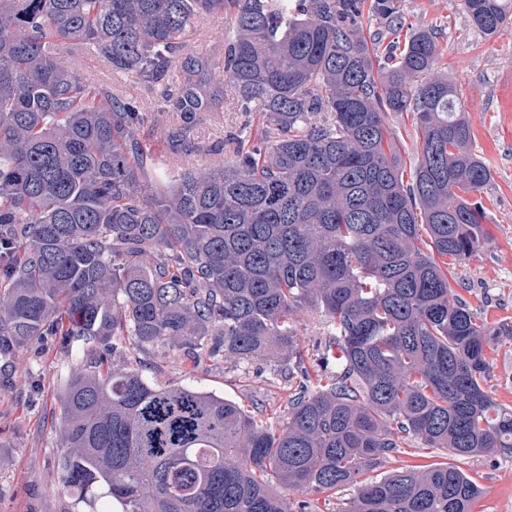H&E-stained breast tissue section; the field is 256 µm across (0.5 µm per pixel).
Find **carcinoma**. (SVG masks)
Returning <instances> with one entry per match:
<instances>
[{
	"instance_id": "1",
	"label": "carcinoma",
	"mask_w": 512,
	"mask_h": 512,
	"mask_svg": "<svg viewBox=\"0 0 512 512\" xmlns=\"http://www.w3.org/2000/svg\"><path fill=\"white\" fill-rule=\"evenodd\" d=\"M486 36L512 0H460ZM385 20L365 32L364 12ZM225 14L223 70L264 135L155 168L143 102L65 69L95 47L155 91L180 130L221 111L184 55L186 29ZM399 0H0V357L43 336L82 347L59 410L62 489L122 512H290L280 490L354 489L341 512H472L479 485L446 462L370 476L404 445L512 455V409L486 388L491 324L448 269L485 244L490 185L439 66L435 29L402 31ZM183 61L171 90L170 68ZM417 131L406 168L389 116ZM229 158L215 162L214 154ZM333 327L312 379L298 315ZM133 351L269 359L291 392L279 430L249 406L159 386Z\"/></svg>"
}]
</instances>
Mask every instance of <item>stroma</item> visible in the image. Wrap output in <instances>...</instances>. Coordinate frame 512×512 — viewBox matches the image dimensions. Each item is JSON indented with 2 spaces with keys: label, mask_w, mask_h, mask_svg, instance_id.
Returning <instances> with one entry per match:
<instances>
[{
  "label": "stroma",
  "mask_w": 512,
  "mask_h": 512,
  "mask_svg": "<svg viewBox=\"0 0 512 512\" xmlns=\"http://www.w3.org/2000/svg\"><path fill=\"white\" fill-rule=\"evenodd\" d=\"M402 8L412 26L436 27L443 48L441 65L455 83L473 127L472 148L493 177L482 196L490 238L468 262L450 270L449 283L488 321H512V27L486 37L470 25L456 0H402ZM230 35L223 17L214 15L189 28L183 42L194 55L209 58L216 74ZM59 59L124 95L142 99L151 120L141 126L140 139L153 145L162 163H176L168 144L156 138L158 128L174 123L156 97L133 78L108 71L94 49L75 56L63 52ZM222 106L221 113L193 128L191 138L209 145L243 130L252 139L261 138L260 110L241 111L230 97ZM488 359L487 386L498 402L512 408V337L501 339ZM141 360L154 383L213 391L242 404L263 402V418L274 429L285 418L289 390L273 363L234 364L219 355L195 364L169 348L149 351ZM78 364L75 348L48 336L16 353L0 373V512H113L111 499L99 500L91 510L59 484V399ZM456 464L481 487L473 512H512V457L492 462L460 458Z\"/></svg>",
  "instance_id": "stroma-1"
}]
</instances>
